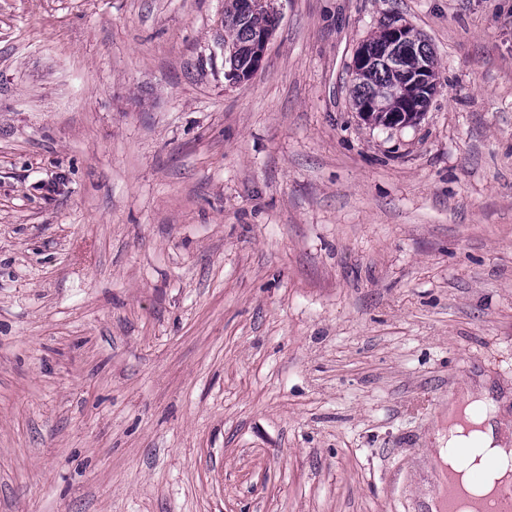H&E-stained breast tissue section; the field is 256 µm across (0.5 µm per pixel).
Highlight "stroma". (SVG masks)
Instances as JSON below:
<instances>
[{
	"label": "stroma",
	"instance_id": "obj_1",
	"mask_svg": "<svg viewBox=\"0 0 512 512\" xmlns=\"http://www.w3.org/2000/svg\"><path fill=\"white\" fill-rule=\"evenodd\" d=\"M0 0V512H422L512 400V0ZM438 89L373 125L390 19ZM268 2L267 0L224 1V28L229 33V38L224 40L225 64H228L229 71H246L251 66L248 54L252 60V68L249 72L245 74L240 71L227 73V78L233 83L240 84L249 81L262 67L267 46L274 30L256 33L247 45L248 54L245 50V45L255 29L275 27L276 15L274 13H269L259 8L255 13L250 14L257 8L258 3H261L268 11L272 12L273 10L270 9L267 4ZM238 13L246 17H241ZM408 31L414 34L406 25L393 23L389 28L387 37L382 42L372 46L366 43L360 45L356 54L358 63L361 66L360 71L363 72L358 74L351 73V94L356 109L362 105L368 96L374 97L382 88L397 82L401 83L402 87L401 98L394 104L395 112H398L404 106L419 108V113L406 109L409 120L416 119L412 123L416 122L425 112L432 96L414 79L415 69L420 63L430 67V77L433 80L432 88L435 94L438 84L436 60L429 45L416 36L417 43L420 46V53L408 65L411 70L410 74L405 79L399 77L397 73L406 75V59L415 54L417 48L415 42L408 41L406 37ZM378 61L383 62L397 73L381 63L365 71L369 66ZM417 70L419 74L416 76V79L422 84L427 83L426 87H428L431 84L430 78L426 75L429 73L428 67L421 64ZM399 111L404 112L403 109ZM494 394L485 380L463 385L448 399V441L444 429L433 433L436 448L430 457L432 466L436 456L461 473L464 486L477 493L489 491L493 479L505 474L512 458V432L499 420L508 400H497ZM475 443L486 450L478 463L474 453L465 451ZM476 472L482 475L479 482L473 478Z\"/></svg>",
	"mask_w": 512,
	"mask_h": 512
}]
</instances>
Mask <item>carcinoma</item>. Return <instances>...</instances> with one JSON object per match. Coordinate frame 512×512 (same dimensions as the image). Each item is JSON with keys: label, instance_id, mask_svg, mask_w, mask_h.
Listing matches in <instances>:
<instances>
[{"label": "carcinoma", "instance_id": "1", "mask_svg": "<svg viewBox=\"0 0 512 512\" xmlns=\"http://www.w3.org/2000/svg\"><path fill=\"white\" fill-rule=\"evenodd\" d=\"M276 24V15L263 9L241 17L237 12V0H224V28L229 38L224 41L225 63L228 70L246 71L251 66L250 59L245 50L250 36L257 29L273 28ZM420 53L409 64L410 74L402 79L387 66L378 63L367 71L351 74V94L354 105L359 107L369 97L376 96L382 88L395 82L402 84L401 98L394 104V110L404 106L417 107L420 112L407 113L409 119H418L425 112L430 103L431 96L426 89L414 79L415 69L424 63L430 67V77L433 80L432 88H437L436 60L429 45L422 39H417Z\"/></svg>", "mask_w": 512, "mask_h": 512}]
</instances>
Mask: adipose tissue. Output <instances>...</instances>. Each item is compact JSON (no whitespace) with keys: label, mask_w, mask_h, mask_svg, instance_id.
Returning <instances> with one entry per match:
<instances>
[{"label":"adipose tissue","mask_w":512,"mask_h":512,"mask_svg":"<svg viewBox=\"0 0 512 512\" xmlns=\"http://www.w3.org/2000/svg\"><path fill=\"white\" fill-rule=\"evenodd\" d=\"M507 403V398H495L484 380L463 385L448 399V426L433 434L435 455L460 473L468 490L489 491L494 478L512 464V428L500 421ZM475 444L484 448L483 456L472 453Z\"/></svg>","instance_id":"obj_1"}]
</instances>
